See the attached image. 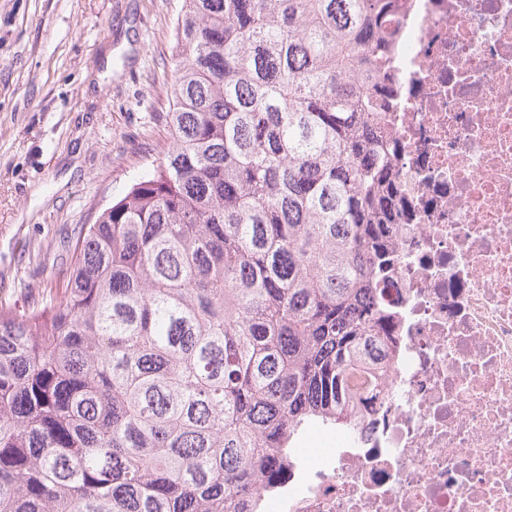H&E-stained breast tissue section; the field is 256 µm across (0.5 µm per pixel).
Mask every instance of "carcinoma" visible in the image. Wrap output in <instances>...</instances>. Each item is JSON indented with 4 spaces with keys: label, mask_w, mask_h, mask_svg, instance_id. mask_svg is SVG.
<instances>
[{
    "label": "carcinoma",
    "mask_w": 512,
    "mask_h": 512,
    "mask_svg": "<svg viewBox=\"0 0 512 512\" xmlns=\"http://www.w3.org/2000/svg\"><path fill=\"white\" fill-rule=\"evenodd\" d=\"M381 0H183L170 141L0 303V512H263L383 343Z\"/></svg>",
    "instance_id": "cac0c4a2"
}]
</instances>
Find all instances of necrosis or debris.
I'll return each mask as SVG.
<instances>
[{
  "mask_svg": "<svg viewBox=\"0 0 512 512\" xmlns=\"http://www.w3.org/2000/svg\"><path fill=\"white\" fill-rule=\"evenodd\" d=\"M392 312L287 512H512V0H386Z\"/></svg>",
  "mask_w": 512,
  "mask_h": 512,
  "instance_id": "1",
  "label": "necrosis or debris"
}]
</instances>
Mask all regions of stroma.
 Masks as SVG:
<instances>
[{"label": "stroma", "instance_id": "1", "mask_svg": "<svg viewBox=\"0 0 512 512\" xmlns=\"http://www.w3.org/2000/svg\"><path fill=\"white\" fill-rule=\"evenodd\" d=\"M182 0H0V302L64 288L82 225L168 139ZM310 430L311 466L344 447Z\"/></svg>", "mask_w": 512, "mask_h": 512}]
</instances>
